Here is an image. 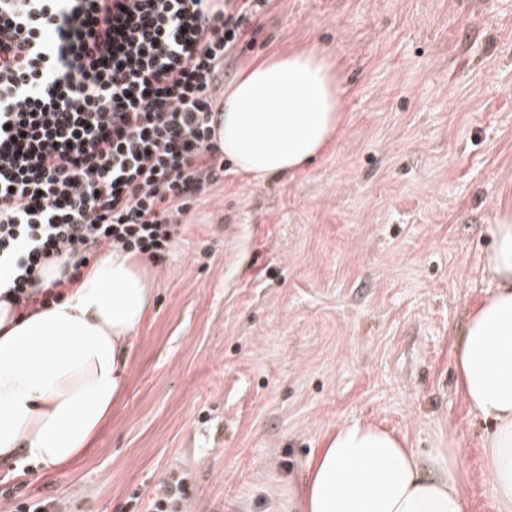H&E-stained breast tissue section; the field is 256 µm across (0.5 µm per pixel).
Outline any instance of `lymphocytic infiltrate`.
<instances>
[{"instance_id": "f902f5d3", "label": "lymphocytic infiltrate", "mask_w": 512, "mask_h": 512, "mask_svg": "<svg viewBox=\"0 0 512 512\" xmlns=\"http://www.w3.org/2000/svg\"><path fill=\"white\" fill-rule=\"evenodd\" d=\"M270 0H0V289L110 247L168 253L224 178L214 101Z\"/></svg>"}]
</instances>
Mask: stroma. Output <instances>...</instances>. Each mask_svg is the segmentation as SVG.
<instances>
[{"instance_id":"obj_1","label":"stroma","mask_w":512,"mask_h":512,"mask_svg":"<svg viewBox=\"0 0 512 512\" xmlns=\"http://www.w3.org/2000/svg\"><path fill=\"white\" fill-rule=\"evenodd\" d=\"M256 60L319 44L344 126L286 179L226 167L151 265V319L111 422L77 462L26 469L13 500L146 512L186 473L195 512H288L326 433L371 421L427 448L462 435L471 512H492L484 426L452 366L512 206V0H272Z\"/></svg>"}]
</instances>
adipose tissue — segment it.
Wrapping results in <instances>:
<instances>
[{"label": "adipose tissue", "mask_w": 512, "mask_h": 512, "mask_svg": "<svg viewBox=\"0 0 512 512\" xmlns=\"http://www.w3.org/2000/svg\"><path fill=\"white\" fill-rule=\"evenodd\" d=\"M342 79L314 46L276 51L224 93L219 147L239 173L288 176L313 163L344 122ZM491 286L457 333L453 367L486 430L481 474L493 512H512V210L482 255ZM146 257L103 251L60 301L18 316L0 296V461L52 469L91 448L128 389L134 343L152 313ZM471 475L460 438L409 447L359 420L326 434L290 512H469Z\"/></svg>", "instance_id": "obj_1"}]
</instances>
